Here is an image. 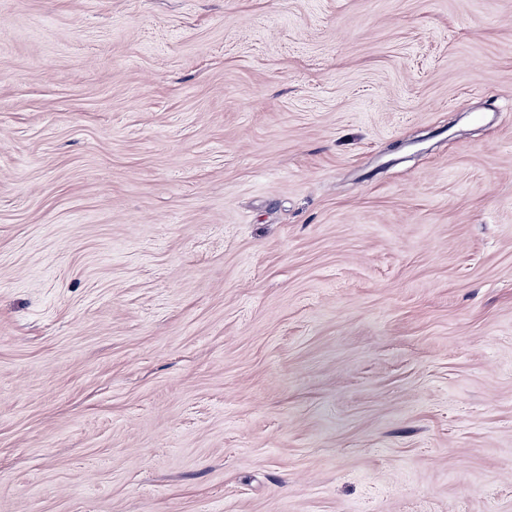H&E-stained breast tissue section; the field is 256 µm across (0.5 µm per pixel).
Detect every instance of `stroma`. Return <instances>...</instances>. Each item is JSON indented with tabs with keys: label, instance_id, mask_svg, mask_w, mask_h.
<instances>
[{
	"label": "stroma",
	"instance_id": "35a3bbf8",
	"mask_svg": "<svg viewBox=\"0 0 512 512\" xmlns=\"http://www.w3.org/2000/svg\"><path fill=\"white\" fill-rule=\"evenodd\" d=\"M0 512H512V0H0Z\"/></svg>",
	"mask_w": 512,
	"mask_h": 512
}]
</instances>
